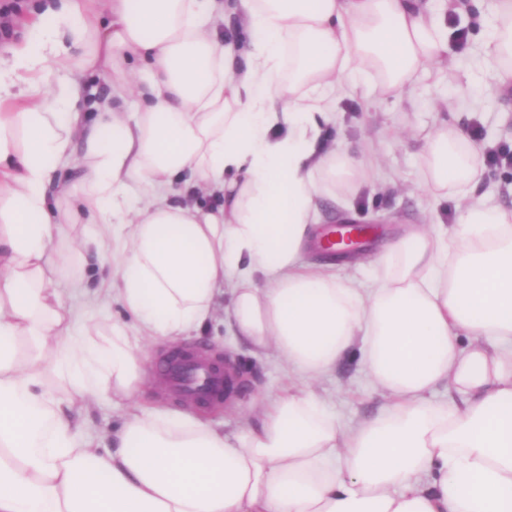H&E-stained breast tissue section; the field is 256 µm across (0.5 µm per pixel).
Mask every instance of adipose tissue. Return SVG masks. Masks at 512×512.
Segmentation results:
<instances>
[{"label": "adipose tissue", "instance_id": "adipose-tissue-1", "mask_svg": "<svg viewBox=\"0 0 512 512\" xmlns=\"http://www.w3.org/2000/svg\"><path fill=\"white\" fill-rule=\"evenodd\" d=\"M494 2L483 64L508 89L512 0ZM439 9L51 0L0 55V512H512V209L476 199L479 152L432 128L424 186L464 204L376 253L372 276L300 261L317 200L347 201L368 171L319 148L340 91L452 78ZM228 13L244 43L219 36ZM92 69L110 92L89 117L73 75ZM184 174L223 205L170 203ZM109 299L126 320L100 322ZM219 315L296 381L254 425L189 405L105 435L72 421L138 397L148 342ZM353 349L390 403L343 422L312 385Z\"/></svg>", "mask_w": 512, "mask_h": 512}]
</instances>
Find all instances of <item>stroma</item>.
<instances>
[{
	"instance_id": "1",
	"label": "stroma",
	"mask_w": 512,
	"mask_h": 512,
	"mask_svg": "<svg viewBox=\"0 0 512 512\" xmlns=\"http://www.w3.org/2000/svg\"><path fill=\"white\" fill-rule=\"evenodd\" d=\"M493 5L494 0H454L453 10L446 12L443 23L450 32L462 29L467 33L466 44L454 37L449 41L457 56L454 82L434 77L385 99L351 90L339 96L335 117L323 129V140L361 158L373 176L360 187L349 209L321 201L320 227L340 223L349 214L356 223L377 225L378 234L363 246L371 254L408 226L453 224L459 198L436 199L421 186V151L433 125L445 123L481 144L512 149V90L495 88L489 78H478L474 68ZM185 346L225 358L242 379L233 395L211 412L225 429L254 422L248 408L252 398L277 393L288 385L274 352L249 349L223 325L215 323L193 334ZM314 388L345 420L372 415L389 401L385 393L368 384L352 355L343 358Z\"/></svg>"
}]
</instances>
